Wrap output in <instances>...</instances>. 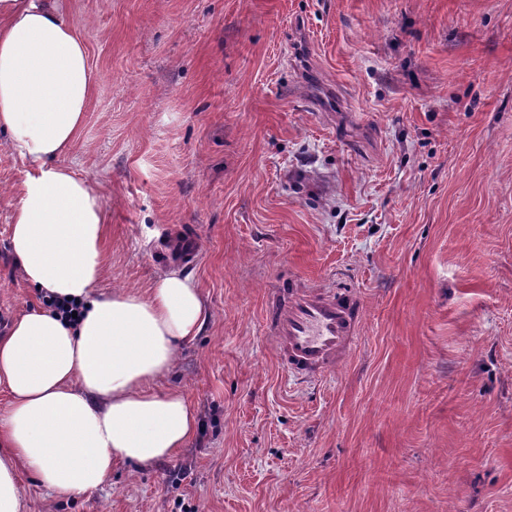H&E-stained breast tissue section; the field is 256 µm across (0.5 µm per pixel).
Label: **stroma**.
<instances>
[{"label":"stroma","instance_id":"stroma-1","mask_svg":"<svg viewBox=\"0 0 512 512\" xmlns=\"http://www.w3.org/2000/svg\"><path fill=\"white\" fill-rule=\"evenodd\" d=\"M97 83L62 165L105 291L178 263L209 312L160 390L188 447L23 512H512V0H60ZM27 163L0 145V332ZM352 289L351 355L283 385L266 304Z\"/></svg>","mask_w":512,"mask_h":512}]
</instances>
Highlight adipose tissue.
<instances>
[{
    "label": "adipose tissue",
    "instance_id": "ef3b65f1",
    "mask_svg": "<svg viewBox=\"0 0 512 512\" xmlns=\"http://www.w3.org/2000/svg\"><path fill=\"white\" fill-rule=\"evenodd\" d=\"M96 81L59 0H0V135L30 169L10 248L38 293L75 303L16 317L0 335V512H22L21 469L47 489L85 493L125 462L148 467L187 447L198 428L179 392L157 391L177 346L198 336V289L171 266L148 295L97 285L105 217L94 181L61 166Z\"/></svg>",
    "mask_w": 512,
    "mask_h": 512
}]
</instances>
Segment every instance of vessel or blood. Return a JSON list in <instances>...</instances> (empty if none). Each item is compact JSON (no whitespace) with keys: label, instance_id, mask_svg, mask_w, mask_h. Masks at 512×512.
I'll return each mask as SVG.
<instances>
[{"label":"vessel or blood","instance_id":"obj_1","mask_svg":"<svg viewBox=\"0 0 512 512\" xmlns=\"http://www.w3.org/2000/svg\"><path fill=\"white\" fill-rule=\"evenodd\" d=\"M362 312L359 298L348 292L301 289L272 300L267 329L282 373L323 377L355 342Z\"/></svg>","mask_w":512,"mask_h":512}]
</instances>
